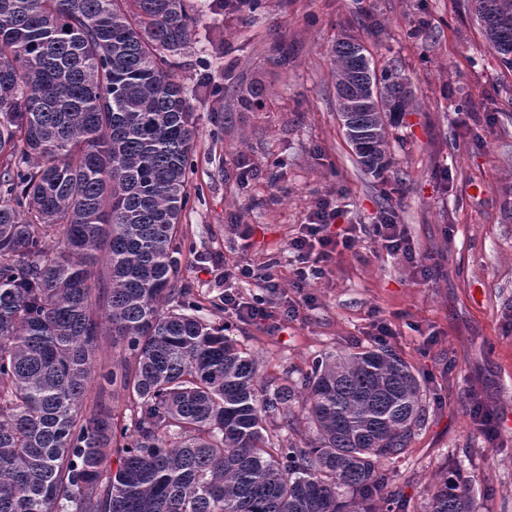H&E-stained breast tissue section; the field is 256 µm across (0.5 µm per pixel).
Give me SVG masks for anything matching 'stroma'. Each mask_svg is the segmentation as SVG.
Returning <instances> with one entry per match:
<instances>
[{"instance_id": "obj_1", "label": "stroma", "mask_w": 512, "mask_h": 512, "mask_svg": "<svg viewBox=\"0 0 512 512\" xmlns=\"http://www.w3.org/2000/svg\"><path fill=\"white\" fill-rule=\"evenodd\" d=\"M189 2L196 33L174 74L198 132L180 280L277 384L299 382L322 354L376 345V322L388 323L385 344L419 372L427 408L406 454L384 464L392 512H425L455 465L477 512H512V71L466 0ZM343 34L413 83L380 178L361 170L338 120L331 48ZM254 86L264 101L249 108L240 97ZM322 198L345 224L392 214L413 259L364 232L323 278L294 288L288 242ZM228 261L272 264L283 295L270 320L225 316V288L258 291L225 280ZM477 400L498 416L495 438L473 417Z\"/></svg>"}]
</instances>
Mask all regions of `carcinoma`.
<instances>
[{
	"instance_id": "1",
	"label": "carcinoma",
	"mask_w": 512,
	"mask_h": 512,
	"mask_svg": "<svg viewBox=\"0 0 512 512\" xmlns=\"http://www.w3.org/2000/svg\"><path fill=\"white\" fill-rule=\"evenodd\" d=\"M470 2L512 69V0ZM194 27L186 0H0V512H378L395 496L382 464L426 416L412 366L324 354L297 415L295 388L263 381L178 284L197 125L173 68ZM332 53L345 139L381 175L410 79L352 37ZM105 334L118 355L99 372ZM97 380L127 414L86 409ZM428 508L474 512L461 471Z\"/></svg>"
}]
</instances>
